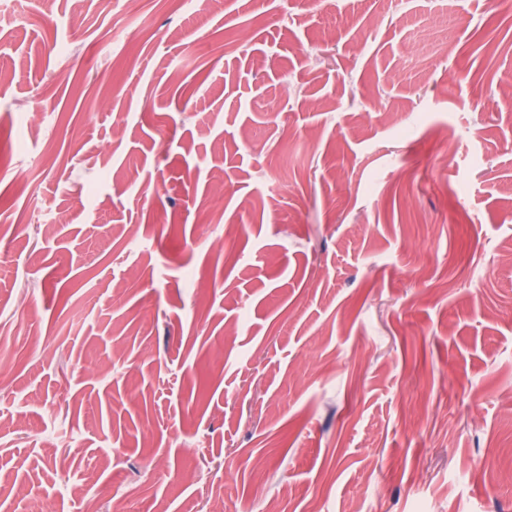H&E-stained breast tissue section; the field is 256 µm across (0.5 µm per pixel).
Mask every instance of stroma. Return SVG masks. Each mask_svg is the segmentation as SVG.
Listing matches in <instances>:
<instances>
[{"label":"stroma","mask_w":512,"mask_h":512,"mask_svg":"<svg viewBox=\"0 0 512 512\" xmlns=\"http://www.w3.org/2000/svg\"><path fill=\"white\" fill-rule=\"evenodd\" d=\"M490 10L0 8V512H512Z\"/></svg>","instance_id":"35a3bbf8"}]
</instances>
